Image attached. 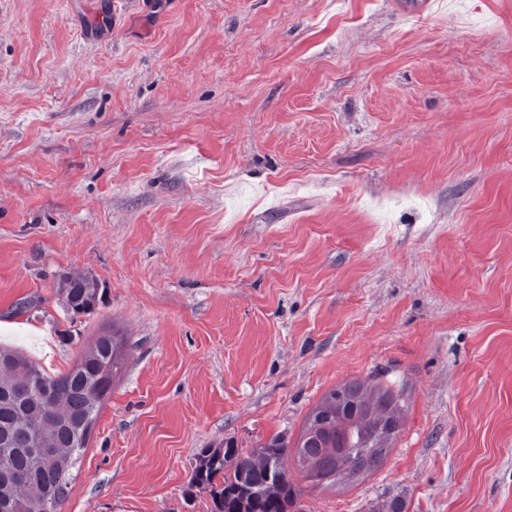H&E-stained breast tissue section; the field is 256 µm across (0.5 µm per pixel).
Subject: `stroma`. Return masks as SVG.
I'll use <instances>...</instances> for the list:
<instances>
[{
  "label": "stroma",
  "mask_w": 512,
  "mask_h": 512,
  "mask_svg": "<svg viewBox=\"0 0 512 512\" xmlns=\"http://www.w3.org/2000/svg\"><path fill=\"white\" fill-rule=\"evenodd\" d=\"M413 3L0 0V345L127 342L59 512H212L354 380L400 427L299 512H512V0ZM57 288L64 298L65 311L73 316L92 312L103 296L99 282L91 274H64ZM288 443L275 436L249 453L231 445L207 448L198 456L192 484L209 491L214 512H295L296 488L288 483L283 460ZM221 475V484L214 482Z\"/></svg>",
  "instance_id": "35a3bbf8"
}]
</instances>
